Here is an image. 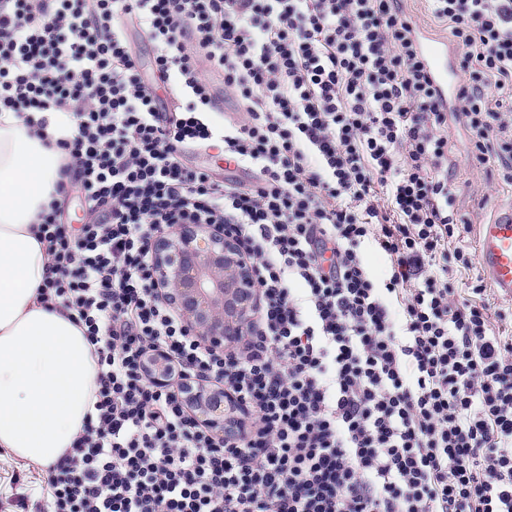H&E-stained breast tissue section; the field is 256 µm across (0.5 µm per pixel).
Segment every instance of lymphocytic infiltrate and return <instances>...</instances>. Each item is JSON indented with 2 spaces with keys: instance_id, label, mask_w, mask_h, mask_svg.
<instances>
[{
  "instance_id": "f902f5d3",
  "label": "lymphocytic infiltrate",
  "mask_w": 512,
  "mask_h": 512,
  "mask_svg": "<svg viewBox=\"0 0 512 512\" xmlns=\"http://www.w3.org/2000/svg\"><path fill=\"white\" fill-rule=\"evenodd\" d=\"M428 2L466 74L447 101L405 0H0V112L74 119L38 216L39 293L97 364L46 512H512V336L483 283L462 301L448 276L474 263L449 123L512 185V0ZM133 28L172 106L147 89ZM210 73L237 101L221 125ZM214 141L246 186L185 163ZM175 224L222 226L251 260L242 344L209 348L155 292L153 241ZM195 378L234 399L238 429L197 423ZM65 224L71 234L77 235L84 224V211L82 201L77 192H70L63 201Z\"/></svg>"
}]
</instances>
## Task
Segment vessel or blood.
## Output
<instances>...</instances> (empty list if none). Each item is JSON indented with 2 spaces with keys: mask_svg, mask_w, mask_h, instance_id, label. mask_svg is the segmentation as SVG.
<instances>
[{
  "mask_svg": "<svg viewBox=\"0 0 512 512\" xmlns=\"http://www.w3.org/2000/svg\"><path fill=\"white\" fill-rule=\"evenodd\" d=\"M421 49L439 92L454 90L447 43L428 37L422 41ZM477 248L480 268L490 284L512 297V204L481 224Z\"/></svg>",
  "mask_w": 512,
  "mask_h": 512,
  "instance_id": "vessel-or-blood-1",
  "label": "vessel or blood"
}]
</instances>
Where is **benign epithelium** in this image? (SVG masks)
Returning a JSON list of instances; mask_svg holds the SVG:
<instances>
[{
	"label": "benign epithelium",
	"instance_id": "obj_1",
	"mask_svg": "<svg viewBox=\"0 0 512 512\" xmlns=\"http://www.w3.org/2000/svg\"><path fill=\"white\" fill-rule=\"evenodd\" d=\"M153 259L164 300L207 346L246 334L258 286L234 238L207 224H176L157 237ZM193 397L198 420L224 438V389L199 381Z\"/></svg>",
	"mask_w": 512,
	"mask_h": 512
}]
</instances>
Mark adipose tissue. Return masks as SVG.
<instances>
[{
  "label": "adipose tissue",
  "mask_w": 512,
  "mask_h": 512,
  "mask_svg": "<svg viewBox=\"0 0 512 512\" xmlns=\"http://www.w3.org/2000/svg\"><path fill=\"white\" fill-rule=\"evenodd\" d=\"M45 137L0 112V449L26 464H54L81 432L95 362L82 329L37 293L51 257L37 215L55 193L66 114L45 113Z\"/></svg>",
  "instance_id": "ef3b65f1"
}]
</instances>
